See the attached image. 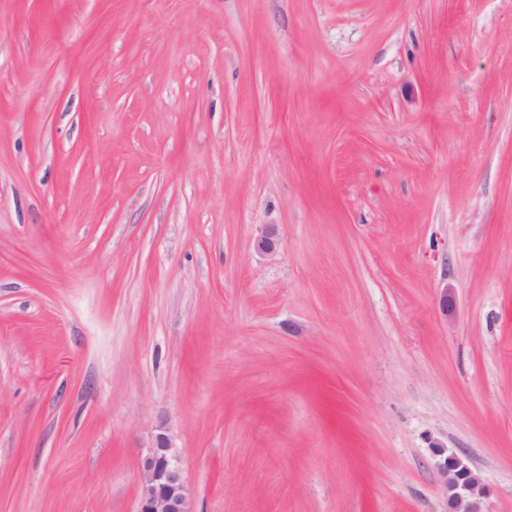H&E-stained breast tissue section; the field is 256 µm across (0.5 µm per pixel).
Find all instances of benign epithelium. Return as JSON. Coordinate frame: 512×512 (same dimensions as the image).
Listing matches in <instances>:
<instances>
[{
	"label": "benign epithelium",
	"mask_w": 512,
	"mask_h": 512,
	"mask_svg": "<svg viewBox=\"0 0 512 512\" xmlns=\"http://www.w3.org/2000/svg\"><path fill=\"white\" fill-rule=\"evenodd\" d=\"M252 245L262 255L275 256L279 245L276 226H263ZM439 475L448 512H483L486 487L462 458L453 453L444 457L439 463ZM139 484L137 512H195L176 446L163 425L156 429L139 460Z\"/></svg>",
	"instance_id": "1"
}]
</instances>
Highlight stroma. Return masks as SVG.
Wrapping results in <instances>:
<instances>
[{
    "mask_svg": "<svg viewBox=\"0 0 512 512\" xmlns=\"http://www.w3.org/2000/svg\"><path fill=\"white\" fill-rule=\"evenodd\" d=\"M160 425L195 512H512V0H0V512ZM252 245L255 251L267 257H273L277 253L279 245L278 231L275 225L263 226L253 238ZM440 481L446 494L448 512H484L481 508L486 487L480 475L456 454L439 463Z\"/></svg>",
    "mask_w": 512,
    "mask_h": 512,
    "instance_id": "stroma-1",
    "label": "stroma"
}]
</instances>
